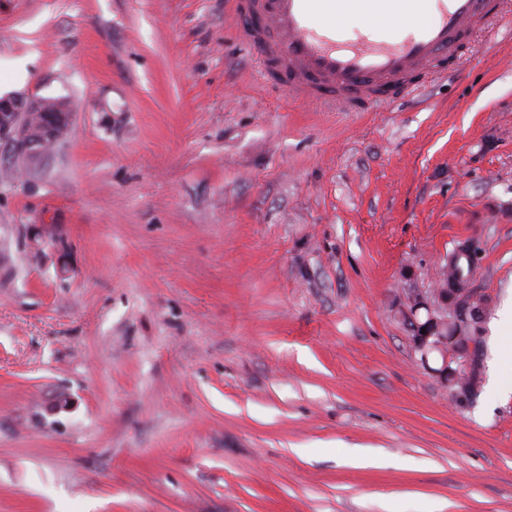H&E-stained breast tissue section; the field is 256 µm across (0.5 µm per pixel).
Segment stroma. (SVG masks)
Masks as SVG:
<instances>
[{"label":"stroma","mask_w":512,"mask_h":512,"mask_svg":"<svg viewBox=\"0 0 512 512\" xmlns=\"http://www.w3.org/2000/svg\"><path fill=\"white\" fill-rule=\"evenodd\" d=\"M227 0H0V512H512V15L406 101L261 84ZM481 248L458 406L402 315ZM66 395V410L46 404ZM26 112L51 113L50 123L44 128L35 127L27 131L18 125V116L23 124H33L37 117ZM71 117L72 112L63 100H53V106L48 107L45 97H1L0 145L9 148L12 156L25 167L35 169L51 151L48 144L54 147L61 140V134L69 130ZM482 382V372L481 369L477 372H474L472 377L463 376L460 377L456 383H448V390L452 399H454L458 395H463L465 397V404L461 406H467L475 399L478 395L480 386ZM469 388H466V387Z\"/></svg>","instance_id":"stroma-1"}]
</instances>
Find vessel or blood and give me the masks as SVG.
Here are the masks:
<instances>
[{
    "mask_svg": "<svg viewBox=\"0 0 512 512\" xmlns=\"http://www.w3.org/2000/svg\"><path fill=\"white\" fill-rule=\"evenodd\" d=\"M512 0H427L418 21L408 0H231L236 35L294 101L363 112L414 93L459 62L472 36ZM346 11L385 16L386 29L344 36Z\"/></svg>",
    "mask_w": 512,
    "mask_h": 512,
    "instance_id": "obj_1",
    "label": "vessel or blood"
}]
</instances>
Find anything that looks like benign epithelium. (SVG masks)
Masks as SVG:
<instances>
[{
	"instance_id": "obj_1",
	"label": "benign epithelium",
	"mask_w": 512,
	"mask_h": 512,
	"mask_svg": "<svg viewBox=\"0 0 512 512\" xmlns=\"http://www.w3.org/2000/svg\"><path fill=\"white\" fill-rule=\"evenodd\" d=\"M22 112H37L41 115L48 113L49 124L45 127H35L25 130L17 123ZM72 112L63 100L53 101V106H47L43 97L33 96L20 99L14 96L0 98V145L9 148L12 156L29 169L36 168L49 154L48 145H55L61 140V134L68 131L71 124ZM414 299L418 308L433 312L439 305H448V295L437 292V300L433 301L423 294H417ZM447 340L442 336L430 338L419 336L412 339V347L421 356L423 364H428L429 356L437 353L441 355V365L433 372L447 384L448 377L458 374H468L475 366V360L480 357V340L469 344L468 351L460 358L446 351Z\"/></svg>"
}]
</instances>
